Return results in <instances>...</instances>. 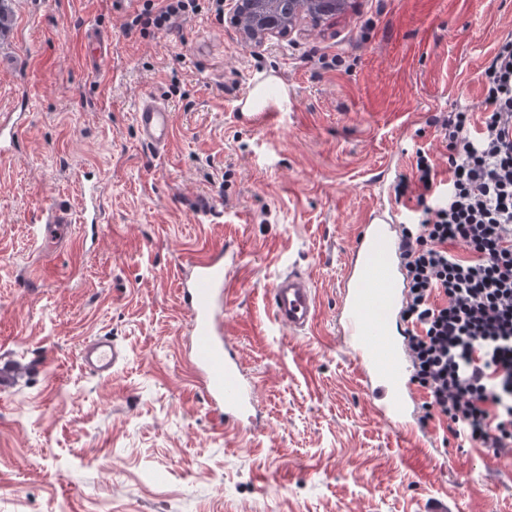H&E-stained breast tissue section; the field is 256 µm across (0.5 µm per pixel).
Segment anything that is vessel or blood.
I'll use <instances>...</instances> for the list:
<instances>
[{
    "instance_id": "obj_1",
    "label": "vessel or blood",
    "mask_w": 512,
    "mask_h": 512,
    "mask_svg": "<svg viewBox=\"0 0 512 512\" xmlns=\"http://www.w3.org/2000/svg\"><path fill=\"white\" fill-rule=\"evenodd\" d=\"M24 91H17L15 104L0 112V157L14 156L24 145L31 114L23 105ZM140 142L153 150L164 149L175 132V116L157 99L143 97L135 111ZM98 233L102 222V179L84 177L79 211L63 207L49 209L38 229L43 239L58 243L72 238L73 222ZM400 211L385 205L368 210L348 261L340 289L336 331L342 346L353 355L360 380L375 400L377 414L388 424L410 431L413 393L408 376L411 360L406 346V327L399 309L407 293L401 259ZM228 291L224 280V252L211 251L192 262L183 282L181 302L188 315L193 339L192 356L203 381L210 411L219 422L240 428L253 427L256 420V390L245 377L231 337L224 328V304ZM270 305L275 320L295 334L310 331L317 317L315 291L309 280L287 272L274 282ZM79 356L88 371L108 378L125 361L124 348L112 337L98 336L81 345Z\"/></svg>"
}]
</instances>
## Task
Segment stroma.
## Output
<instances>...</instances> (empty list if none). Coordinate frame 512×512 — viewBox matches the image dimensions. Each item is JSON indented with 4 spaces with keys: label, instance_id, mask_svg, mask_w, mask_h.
I'll list each match as a JSON object with an SVG mask.
<instances>
[{
    "label": "stroma",
    "instance_id": "obj_1",
    "mask_svg": "<svg viewBox=\"0 0 512 512\" xmlns=\"http://www.w3.org/2000/svg\"><path fill=\"white\" fill-rule=\"evenodd\" d=\"M0 42V111L24 88V150L0 158V512H512V457L459 448L446 421L407 439L375 412L336 337L339 281L376 202L396 201L417 150L448 156L436 117L482 109L471 83L512 33V0H356L330 29L264 49L204 11L162 33L126 32L132 0H13ZM109 54L85 64L89 40ZM273 76L267 122L239 99ZM175 114L171 144L141 145V98ZM103 179L99 240L52 247L47 210ZM224 248V323L256 386L257 423L221 424L189 350L179 285ZM307 276L317 323L276 324L269 289ZM126 360L102 379L83 341ZM79 356L88 371L100 378L112 377V372L126 359L124 348L110 336H98L84 341Z\"/></svg>",
    "mask_w": 512,
    "mask_h": 512
}]
</instances>
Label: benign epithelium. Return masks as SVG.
<instances>
[{"label":"benign epithelium","instance_id":"7a95c632","mask_svg":"<svg viewBox=\"0 0 512 512\" xmlns=\"http://www.w3.org/2000/svg\"><path fill=\"white\" fill-rule=\"evenodd\" d=\"M227 22L237 28L245 44L260 50L272 40L284 39L298 24L329 26L355 7V0H229Z\"/></svg>","mask_w":512,"mask_h":512}]
</instances>
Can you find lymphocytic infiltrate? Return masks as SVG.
Segmentation results:
<instances>
[{"instance_id":"1","label":"lymphocytic infiltrate","mask_w":512,"mask_h":512,"mask_svg":"<svg viewBox=\"0 0 512 512\" xmlns=\"http://www.w3.org/2000/svg\"><path fill=\"white\" fill-rule=\"evenodd\" d=\"M200 0H144L127 30L163 31ZM481 119L460 110L436 122L448 150L440 179L416 154L396 195L413 201L401 231L412 379L426 412L461 445L512 452V35L480 73Z\"/></svg>"}]
</instances>
